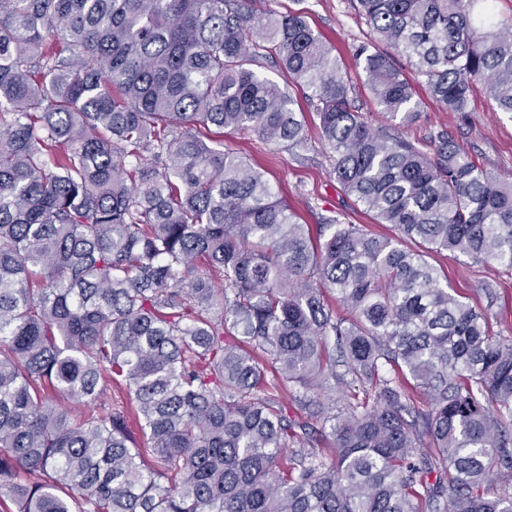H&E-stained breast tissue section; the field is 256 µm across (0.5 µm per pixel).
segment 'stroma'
I'll use <instances>...</instances> for the list:
<instances>
[{
    "label": "stroma",
    "instance_id": "obj_1",
    "mask_svg": "<svg viewBox=\"0 0 512 512\" xmlns=\"http://www.w3.org/2000/svg\"><path fill=\"white\" fill-rule=\"evenodd\" d=\"M275 9H302L310 26L328 44L342 62V69L353 89V98L373 126L389 125L379 109L367 75L355 61V47L369 39V31L355 14L349 0H275ZM418 92L415 100L419 116L413 124L402 126L404 137L414 140L428 137L431 131L447 126L458 144L475 164L498 179L512 182V115L497 110L484 82H475L467 111L447 112L425 90L421 79L411 76ZM227 145L240 149L253 165L266 172L274 188L279 189L301 223L313 224L322 209H337L347 224H364L377 234L390 233L389 225L377 223L354 199L345 197L332 174V163L320 141H312L302 156L283 151L256 133H228ZM448 278L449 286L470 305L490 309L493 329L512 333V275L493 264H475L450 252L430 257Z\"/></svg>",
    "mask_w": 512,
    "mask_h": 512
}]
</instances>
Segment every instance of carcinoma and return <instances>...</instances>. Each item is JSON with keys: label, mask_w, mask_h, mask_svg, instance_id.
I'll return each instance as SVG.
<instances>
[{"label": "carcinoma", "mask_w": 512, "mask_h": 512, "mask_svg": "<svg viewBox=\"0 0 512 512\" xmlns=\"http://www.w3.org/2000/svg\"><path fill=\"white\" fill-rule=\"evenodd\" d=\"M0 0V496L16 512H512V336L428 260L512 272V183L372 127L299 10ZM354 0L379 108L404 58L512 114V18ZM381 43L384 48L376 47ZM275 61L285 85L255 67ZM393 235L294 219L211 128L308 147ZM84 405L75 415L56 395ZM295 412L288 413V402Z\"/></svg>", "instance_id": "1"}]
</instances>
